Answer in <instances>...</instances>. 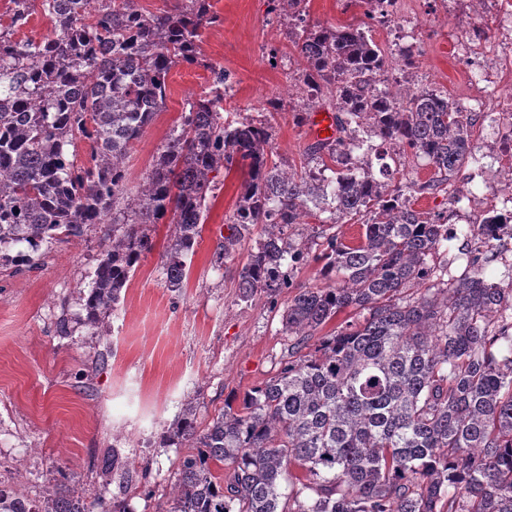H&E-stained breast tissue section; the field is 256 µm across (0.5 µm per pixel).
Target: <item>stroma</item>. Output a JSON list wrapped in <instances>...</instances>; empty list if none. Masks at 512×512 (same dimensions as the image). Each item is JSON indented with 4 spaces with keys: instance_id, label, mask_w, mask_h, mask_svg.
Instances as JSON below:
<instances>
[{
    "instance_id": "obj_1",
    "label": "stroma",
    "mask_w": 512,
    "mask_h": 512,
    "mask_svg": "<svg viewBox=\"0 0 512 512\" xmlns=\"http://www.w3.org/2000/svg\"><path fill=\"white\" fill-rule=\"evenodd\" d=\"M218 25L202 32L205 65H179L167 79L161 112L129 152L128 186L137 190L157 149L182 120L187 98L211 82L208 63L223 65L233 83L230 112L264 115L275 130L274 160L300 166L312 143L310 126L296 123L291 106L265 112L272 95L287 97L302 62L271 11L269 0H212ZM394 19H418L423 41L415 82L447 90L463 102L466 80L429 0H397ZM280 60L270 66L269 48ZM242 176L219 175L191 261L185 288H167L161 263L168 227H156L155 248L143 258L109 319L110 333L94 335L81 297L112 227L99 225L81 240L53 244L22 267L0 266V479L35 503L54 479L75 494L103 493L126 500L132 512H158L177 480L182 449L160 435L189 396L209 422L225 399L274 376L293 339L281 315L292 296L276 304L238 298V271L262 237L253 229L235 258L216 253L228 229ZM128 464L126 475L103 483L108 453Z\"/></svg>"
}]
</instances>
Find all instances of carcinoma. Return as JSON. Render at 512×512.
Listing matches in <instances>:
<instances>
[{
	"instance_id": "carcinoma-1",
	"label": "carcinoma",
	"mask_w": 512,
	"mask_h": 512,
	"mask_svg": "<svg viewBox=\"0 0 512 512\" xmlns=\"http://www.w3.org/2000/svg\"><path fill=\"white\" fill-rule=\"evenodd\" d=\"M37 1L51 34L16 39ZM10 2L0 25V251L34 253L112 224L83 296L94 332L165 220L166 286L184 288L221 171L246 176L218 258L264 226L238 271L240 300L273 305L293 287L289 272L318 265L320 284L297 287L283 312L295 341L279 371L224 400L204 426L196 399L182 405L164 442L188 452L162 512H512V288L486 282L476 256L448 278V217L413 208L476 162L470 114L435 89L392 91L388 71L415 63L386 56L366 23H313L308 0H271L304 64L298 120L327 96L336 112L337 136L308 145L301 168H283L271 161L270 122L224 116L230 76L200 46L201 29L218 21L211 0L158 13L136 0ZM184 63L208 69L210 88L185 100L132 194L130 146ZM81 139L91 146L84 163L71 151ZM392 154L402 159L394 170L383 163ZM409 156L430 165L427 181L410 177ZM311 217L362 232L349 242L321 231L315 250L285 237ZM346 309L362 320L316 336ZM32 512L128 510L55 487Z\"/></svg>"
}]
</instances>
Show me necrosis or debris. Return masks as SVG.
<instances>
[{
  "label": "necrosis or debris",
  "mask_w": 512,
  "mask_h": 512,
  "mask_svg": "<svg viewBox=\"0 0 512 512\" xmlns=\"http://www.w3.org/2000/svg\"><path fill=\"white\" fill-rule=\"evenodd\" d=\"M436 3L452 21L472 11L477 3L494 20L493 34H486L481 24H474L470 36L454 39L453 51L475 89L462 109L487 120V144L499 160L495 168L482 163L474 165L468 179L473 182L511 177L512 91L503 92L502 87L512 81V0H436ZM451 205L467 224L475 244L512 243V190L500 192L489 201L464 190L452 196Z\"/></svg>",
  "instance_id": "necrosis-or-debris-1"
}]
</instances>
